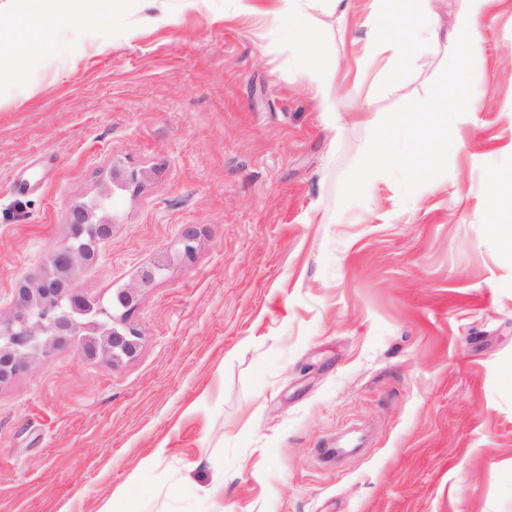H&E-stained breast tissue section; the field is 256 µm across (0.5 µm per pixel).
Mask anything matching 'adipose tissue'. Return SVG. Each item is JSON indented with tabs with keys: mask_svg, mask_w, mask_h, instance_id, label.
Masks as SVG:
<instances>
[{
	"mask_svg": "<svg viewBox=\"0 0 512 512\" xmlns=\"http://www.w3.org/2000/svg\"><path fill=\"white\" fill-rule=\"evenodd\" d=\"M169 0H0V13L11 25H0V89L14 88L25 69L56 55L77 66L90 55L93 37L108 22L149 20L150 10L166 11ZM240 11L262 15L281 34L283 49L302 50L310 82L325 112L336 109L339 85L328 45L316 40L315 24L322 15L345 20L354 0H236Z\"/></svg>",
	"mask_w": 512,
	"mask_h": 512,
	"instance_id": "1",
	"label": "adipose tissue"
}]
</instances>
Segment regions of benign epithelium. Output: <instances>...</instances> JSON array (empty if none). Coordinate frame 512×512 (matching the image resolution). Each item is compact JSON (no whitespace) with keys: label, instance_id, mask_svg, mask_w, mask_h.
Listing matches in <instances>:
<instances>
[{"label":"benign epithelium","instance_id":"1","mask_svg":"<svg viewBox=\"0 0 512 512\" xmlns=\"http://www.w3.org/2000/svg\"><path fill=\"white\" fill-rule=\"evenodd\" d=\"M139 182L135 173L112 168L96 200L69 212V236L49 252L48 271L24 281L16 289L11 308L0 311V384H6L35 360L72 343L90 359L114 367L136 352L130 338L102 303H95L79 288L78 276L96 267L102 243L112 237L113 218L107 214L112 196ZM163 265L142 267L135 279L116 292L118 306L136 303L139 290L149 286Z\"/></svg>","mask_w":512,"mask_h":512}]
</instances>
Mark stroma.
<instances>
[{"instance_id": "1", "label": "stroma", "mask_w": 512, "mask_h": 512, "mask_svg": "<svg viewBox=\"0 0 512 512\" xmlns=\"http://www.w3.org/2000/svg\"><path fill=\"white\" fill-rule=\"evenodd\" d=\"M370 4L316 27L337 77L368 52ZM478 30L460 148L407 197L382 174L339 202L372 130L427 96L444 42L386 89L373 63L333 114L300 54L207 0L105 26L88 63L48 60L0 94V309L114 166L149 177L114 196L78 288L105 301L166 266L124 315L134 357L57 349L0 386V512L127 495L140 512H512V208L490 207L491 174L512 175V0ZM351 428L364 452L322 466ZM217 473L218 494L184 496Z\"/></svg>"}]
</instances>
